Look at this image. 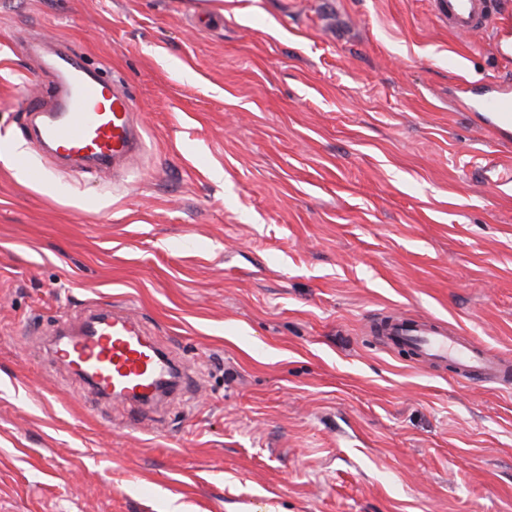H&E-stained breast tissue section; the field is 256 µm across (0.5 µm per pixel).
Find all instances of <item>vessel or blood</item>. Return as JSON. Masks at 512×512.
Here are the masks:
<instances>
[{"mask_svg":"<svg viewBox=\"0 0 512 512\" xmlns=\"http://www.w3.org/2000/svg\"><path fill=\"white\" fill-rule=\"evenodd\" d=\"M438 9L449 29L458 33L497 31L503 15L494 0H438ZM467 106L481 113L498 137L512 136V92H482L468 98ZM133 110L123 79L101 77L63 42L48 103L36 109L37 114H50L51 120L36 132L49 142L55 157L89 163L95 172L105 173L142 148ZM372 332L384 343L411 347L431 364H452L468 379L491 383L508 375L483 345L429 319L399 316L387 328L373 326ZM56 333L61 340L52 350L54 359L73 368L96 394L129 406L135 414L155 407L173 389L177 363L126 312L98 308L79 326L63 323Z\"/></svg>","mask_w":512,"mask_h":512,"instance_id":"1","label":"vessel or blood"}]
</instances>
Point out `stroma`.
Masks as SVG:
<instances>
[{
  "label": "stroma",
  "instance_id": "stroma-1",
  "mask_svg": "<svg viewBox=\"0 0 512 512\" xmlns=\"http://www.w3.org/2000/svg\"><path fill=\"white\" fill-rule=\"evenodd\" d=\"M37 36L130 85L125 173L28 142ZM506 80L435 0H0V512H512V385L366 333L512 367V141L465 108ZM103 304L182 360L161 418L54 361ZM395 321L381 334L383 321L372 333L386 344L409 346L418 357L432 365L451 363L467 379L501 382L509 374L501 362L483 345L459 338L453 331L432 320L391 316Z\"/></svg>",
  "mask_w": 512,
  "mask_h": 512
}]
</instances>
